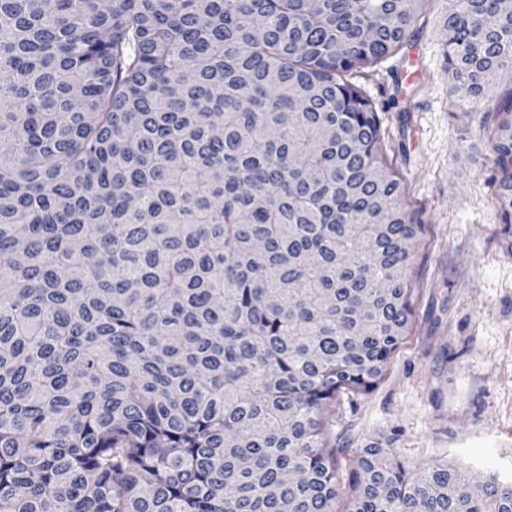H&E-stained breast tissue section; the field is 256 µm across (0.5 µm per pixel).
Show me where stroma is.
Returning <instances> with one entry per match:
<instances>
[{
	"label": "stroma",
	"mask_w": 512,
	"mask_h": 512,
	"mask_svg": "<svg viewBox=\"0 0 512 512\" xmlns=\"http://www.w3.org/2000/svg\"><path fill=\"white\" fill-rule=\"evenodd\" d=\"M443 10L437 0L404 53L364 85L398 102L380 118L425 241L411 259L410 335L371 391L329 415L343 476L366 441L388 439L413 470L445 460L512 478V238L486 181L489 105L459 101L442 68Z\"/></svg>",
	"instance_id": "35a3bbf8"
}]
</instances>
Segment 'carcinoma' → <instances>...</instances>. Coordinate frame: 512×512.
I'll return each instance as SVG.
<instances>
[{"label": "carcinoma", "instance_id": "obj_1", "mask_svg": "<svg viewBox=\"0 0 512 512\" xmlns=\"http://www.w3.org/2000/svg\"><path fill=\"white\" fill-rule=\"evenodd\" d=\"M433 0H0V512H336L325 415L412 328L407 204L359 79ZM512 237V11L445 0ZM344 512H512L359 449Z\"/></svg>", "mask_w": 512, "mask_h": 512}]
</instances>
